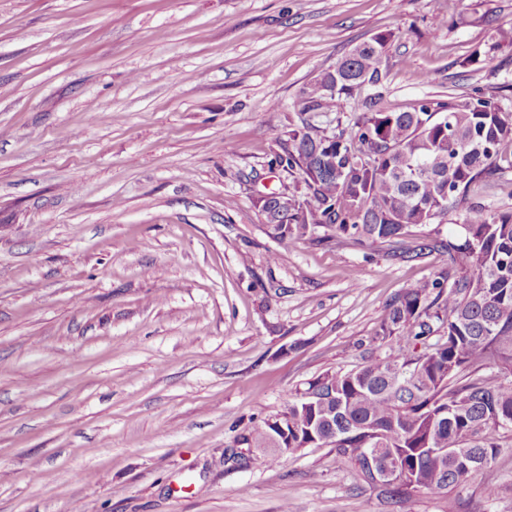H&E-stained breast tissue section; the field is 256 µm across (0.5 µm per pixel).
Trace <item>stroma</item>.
Listing matches in <instances>:
<instances>
[{"mask_svg": "<svg viewBox=\"0 0 512 512\" xmlns=\"http://www.w3.org/2000/svg\"><path fill=\"white\" fill-rule=\"evenodd\" d=\"M505 24L512 0H0V512H399L330 448L225 452L447 256L281 242L256 200L298 181L290 128L348 121L298 97L376 33L379 109L512 111V47L465 63ZM415 512H512V447Z\"/></svg>", "mask_w": 512, "mask_h": 512, "instance_id": "stroma-1", "label": "stroma"}]
</instances>
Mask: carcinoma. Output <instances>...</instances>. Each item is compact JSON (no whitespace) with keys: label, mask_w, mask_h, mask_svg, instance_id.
<instances>
[{"label":"carcinoma","mask_w":512,"mask_h":512,"mask_svg":"<svg viewBox=\"0 0 512 512\" xmlns=\"http://www.w3.org/2000/svg\"><path fill=\"white\" fill-rule=\"evenodd\" d=\"M393 38L375 34L302 88L300 111L346 103L353 119L330 135L307 122L289 129L274 159L300 175L288 193V219L272 203L256 206L280 241L381 244L413 257L443 251L448 266L407 285L380 317L371 342L388 346V355L317 377L305 389L313 398L288 395L287 432L268 419L237 443L261 450L270 465L301 448L330 447L370 487L373 472L394 456L411 474L409 489L382 493L414 512L417 493L450 490L512 440V210L470 197L474 186L497 182L512 145V113L480 88L408 111L376 109ZM504 46L512 47L511 25L496 28L466 64H482ZM457 212L459 237L418 236ZM435 332L436 343L416 349Z\"/></svg>","instance_id":"1"}]
</instances>
